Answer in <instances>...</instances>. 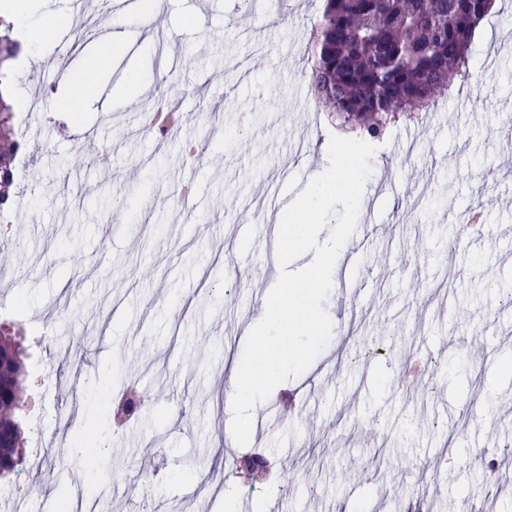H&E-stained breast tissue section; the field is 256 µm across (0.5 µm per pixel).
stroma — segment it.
Listing matches in <instances>:
<instances>
[{"label": "stroma", "instance_id": "35a3bbf8", "mask_svg": "<svg viewBox=\"0 0 512 512\" xmlns=\"http://www.w3.org/2000/svg\"><path fill=\"white\" fill-rule=\"evenodd\" d=\"M324 0H161L92 98L61 80L98 41L59 29L42 69L10 81L26 149L0 231V325L24 346L27 449L19 512H61L77 486L109 512H512V0L478 27L467 86L425 123L391 124L365 186L359 261L340 254L325 303L335 336L326 378H294L259 404L255 446L288 470L284 493L227 475L240 451L227 399L246 327L279 275L265 252L261 183L281 166L291 203L328 166L335 129L308 88ZM152 81L122 92L130 72ZM75 98V112L34 109ZM182 121L150 129L168 92ZM481 207L482 233L466 211ZM383 346L386 354L366 352ZM73 353L70 365L62 353ZM408 359L423 360L411 386ZM149 401L115 426L101 392ZM93 429L107 459L75 458ZM208 460L217 497L187 464ZM495 464L494 472L482 460Z\"/></svg>", "mask_w": 512, "mask_h": 512}]
</instances>
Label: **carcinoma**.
<instances>
[{"instance_id": "cac0c4a2", "label": "carcinoma", "mask_w": 512, "mask_h": 512, "mask_svg": "<svg viewBox=\"0 0 512 512\" xmlns=\"http://www.w3.org/2000/svg\"><path fill=\"white\" fill-rule=\"evenodd\" d=\"M492 0H326L317 28L309 88L336 126L363 138H381L401 116L431 111L437 96L469 79L473 28ZM21 51L10 24L0 19V79ZM15 113L0 101V210L11 202L21 150ZM24 361L0 329V478L19 475L24 430ZM252 466L250 486L267 482L269 464L251 449L233 466Z\"/></svg>"}]
</instances>
